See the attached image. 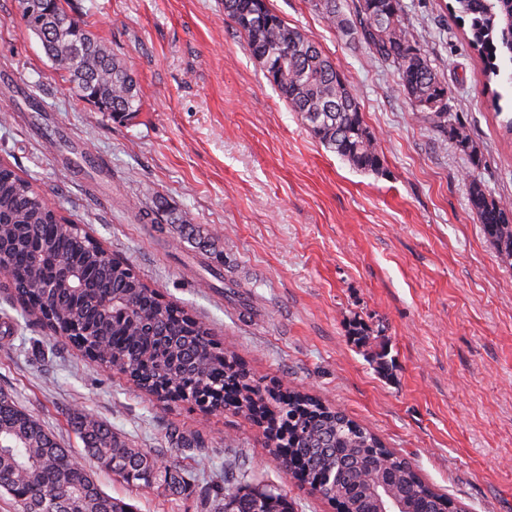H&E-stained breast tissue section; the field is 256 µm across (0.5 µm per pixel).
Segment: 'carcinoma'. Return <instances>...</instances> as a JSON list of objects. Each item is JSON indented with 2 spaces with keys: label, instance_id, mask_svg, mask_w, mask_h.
<instances>
[{
  "label": "carcinoma",
  "instance_id": "cac0c4a2",
  "mask_svg": "<svg viewBox=\"0 0 512 512\" xmlns=\"http://www.w3.org/2000/svg\"><path fill=\"white\" fill-rule=\"evenodd\" d=\"M329 27L366 45L397 70L400 85L417 111L449 129L460 150L473 148L467 127L451 114L448 86L431 67L426 50L410 38L401 0H308ZM453 12L468 22L466 39L483 64L496 116L505 113L497 85L512 88V0H454ZM26 28L40 38L48 58L64 73L69 89L114 117L141 110L133 71L70 16L61 0H19ZM224 15L246 40L265 77L310 132L328 150L360 171L377 172L382 160L367 128L357 94L336 64L297 27L269 8L267 0H224ZM468 203L499 256L512 261V204L495 199L468 176ZM32 180L0 164V250L10 261V277L23 315L54 338L84 350L102 367L129 378L159 399L187 391L214 407H232L261 424L273 448L288 444L289 462L307 470L306 478L326 500L330 485L317 482L326 470L343 471L359 488L346 498L345 512H377L362 477H380L383 465L400 472L393 495L410 512H433L442 499L404 458L384 446L366 427L319 398L298 390L274 392L251 377L237 359L218 347L207 325L167 301L79 225L38 202ZM39 244L49 261L35 265L30 248ZM82 273L79 294L53 282L52 262ZM108 297L118 300L112 316L99 310ZM84 451L102 468L131 485L181 492L198 480L195 470L161 465L129 446L103 421L83 413L70 418ZM0 491L20 512H132L131 505L103 491L86 468L31 413L0 393ZM205 512H293L287 495L256 488L246 478L223 496L205 500Z\"/></svg>",
  "mask_w": 512,
  "mask_h": 512
}]
</instances>
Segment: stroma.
Masks as SVG:
<instances>
[{
  "mask_svg": "<svg viewBox=\"0 0 512 512\" xmlns=\"http://www.w3.org/2000/svg\"><path fill=\"white\" fill-rule=\"evenodd\" d=\"M402 0L413 40L449 87L477 159L419 117L391 64L330 30L308 0H269L359 97L381 172L326 149L267 81L222 0H62L139 81L142 109L80 101L0 0V159L206 322L254 378L343 410L463 512H512V266L467 199L466 174L512 202V136L449 10ZM368 331L365 343L352 324ZM0 391L73 455L69 415L106 421L144 453L203 479L176 495L104 470L135 512H202L225 473L281 489L294 512H336L234 411L165 401L26 325L0 288ZM205 445L184 448L181 436Z\"/></svg>",
  "mask_w": 512,
  "mask_h": 512,
  "instance_id": "stroma-1",
  "label": "stroma"
}]
</instances>
